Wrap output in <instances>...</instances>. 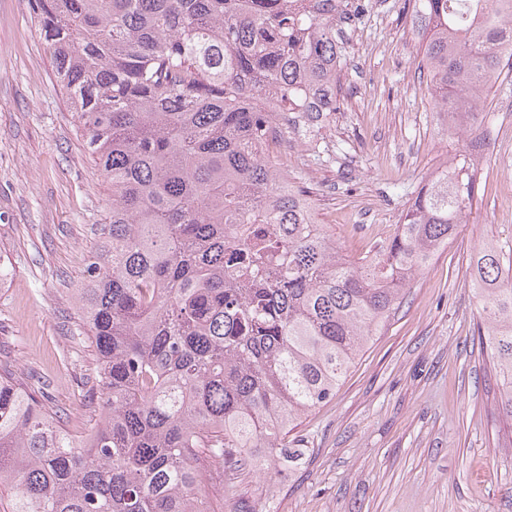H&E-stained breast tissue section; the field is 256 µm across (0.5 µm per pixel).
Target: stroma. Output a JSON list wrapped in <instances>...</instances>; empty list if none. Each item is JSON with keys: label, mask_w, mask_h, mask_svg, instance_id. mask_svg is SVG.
<instances>
[{"label": "stroma", "mask_w": 512, "mask_h": 512, "mask_svg": "<svg viewBox=\"0 0 512 512\" xmlns=\"http://www.w3.org/2000/svg\"><path fill=\"white\" fill-rule=\"evenodd\" d=\"M342 31L340 110L313 141L296 139L288 173L358 257L461 144L419 78L402 0H368ZM492 98L472 130L489 150L470 223L414 278L335 395L300 419L303 456L242 475L230 495L212 477L204 512H512V425L497 413L467 274L482 237L512 228V85ZM111 202L27 0H0V360L19 383H44L77 437L94 419L80 403L92 355L73 326L76 290Z\"/></svg>", "instance_id": "35a3bbf8"}]
</instances>
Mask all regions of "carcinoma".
<instances>
[{
  "label": "carcinoma",
  "instance_id": "carcinoma-1",
  "mask_svg": "<svg viewBox=\"0 0 512 512\" xmlns=\"http://www.w3.org/2000/svg\"><path fill=\"white\" fill-rule=\"evenodd\" d=\"M27 2L112 208L77 289L98 420L69 436L0 363V512H200L206 463L229 492L297 457L288 434L470 222L478 169L466 152L432 172L382 244L346 256L267 143L338 111L351 0ZM402 10L435 111L475 126L512 71V0ZM469 277L512 421V231L483 238Z\"/></svg>",
  "mask_w": 512,
  "mask_h": 512
}]
</instances>
